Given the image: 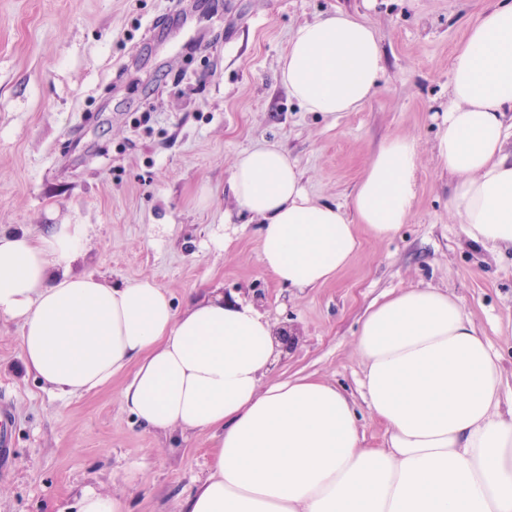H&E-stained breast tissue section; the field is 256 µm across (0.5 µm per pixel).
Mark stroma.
<instances>
[{
	"instance_id": "obj_1",
	"label": "stroma",
	"mask_w": 512,
	"mask_h": 512,
	"mask_svg": "<svg viewBox=\"0 0 512 512\" xmlns=\"http://www.w3.org/2000/svg\"><path fill=\"white\" fill-rule=\"evenodd\" d=\"M492 3L0 0V233L87 225L82 272L119 286L153 278L179 311L213 285L230 300L264 293V313L299 336L270 379L298 372L344 389L370 447L386 428L361 396L359 321L389 291L445 289L499 357L512 408V250L466 239L432 154L450 59ZM336 9L376 28L387 72L363 108L332 121L290 97L278 62L298 25ZM398 135L422 147L409 221L385 241L362 234L334 280L283 288L261 266L260 224L225 223L240 152L279 147L311 197L342 204ZM129 379L51 393L25 371L19 324L0 317V395L15 414L0 512H76L87 489L123 496L125 512H177L207 471L209 438L145 430L120 401Z\"/></svg>"
}]
</instances>
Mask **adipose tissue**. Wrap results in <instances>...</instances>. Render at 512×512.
<instances>
[{"mask_svg": "<svg viewBox=\"0 0 512 512\" xmlns=\"http://www.w3.org/2000/svg\"><path fill=\"white\" fill-rule=\"evenodd\" d=\"M433 156L453 177L448 208L466 238L512 249V0L481 10L450 63ZM289 95L336 120L386 72L376 29L338 10L299 25L279 62ZM419 144L383 143L347 205L312 200L296 162L271 146L240 153L229 187L259 219L266 272L295 289L348 267L359 231L383 240L417 196ZM88 228L0 234V317L20 324L22 361L46 388L82 396L131 371L122 404L148 430L207 434V475L179 512H512V415L499 358L457 299L411 287L372 305L356 341L365 397L387 435L364 444L353 400L309 376L264 377L282 350L255 305L220 288L176 311L149 278L115 287L73 272Z\"/></svg>", "mask_w": 512, "mask_h": 512, "instance_id": "ef3b65f1", "label": "adipose tissue"}]
</instances>
